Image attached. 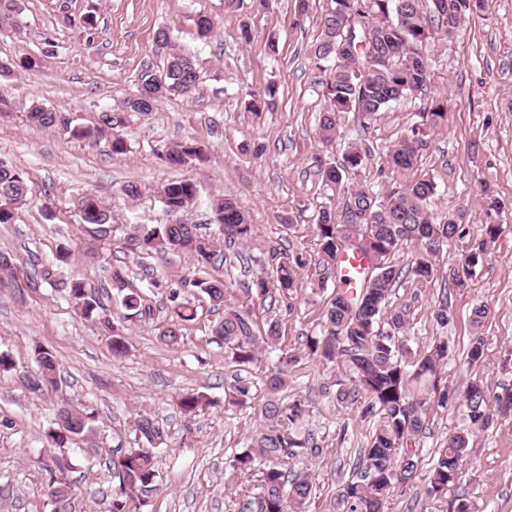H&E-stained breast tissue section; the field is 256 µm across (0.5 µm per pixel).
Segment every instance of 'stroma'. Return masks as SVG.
<instances>
[{"label": "stroma", "mask_w": 512, "mask_h": 512, "mask_svg": "<svg viewBox=\"0 0 512 512\" xmlns=\"http://www.w3.org/2000/svg\"><path fill=\"white\" fill-rule=\"evenodd\" d=\"M333 6V0H308L301 14L296 0H270L265 7L244 0L235 8L226 0H19L13 21L0 24V63L15 65L13 74L0 78V159L23 170L29 185L28 202L14 223L0 224V252L12 257L11 270L0 271V354L12 362L0 371V512H56L48 494L52 475L40 464L47 451L65 466L72 490L67 512H110L112 450L141 447L134 422L142 413L152 415L167 437L152 451L159 486L140 512H256L260 471L243 477L231 464L264 423V383L283 350L299 357L288 371L287 394L309 409L300 432L322 450L290 460L288 467L312 477L306 512H342L340 492L377 419L363 415L360 404L337 400L350 379L344 364L304 357L303 348L307 337L319 333L336 290L335 278L317 265L315 224L323 208L340 201L324 187L316 164L340 160L354 139L370 145L372 156L352 175L353 183L382 190L428 176L436 184L435 214L467 211L462 232L430 257L434 277L404 279L390 297L391 306L409 310L407 346L414 356L438 336L452 346L437 383L421 386L425 394L436 385L452 393L445 406L430 405L427 428L414 439L422 470H430L450 434L468 427L463 397L472 380L482 381L491 396L512 388V0H486L452 41L431 46L429 93L447 100L448 122L429 133L409 170L388 167L384 158L420 123L422 99L397 102L364 127L342 116L335 141L318 137L323 74L312 54L320 21ZM201 13L215 24L206 41L195 35ZM89 15L95 28L83 23ZM245 27L251 40L241 37ZM163 28L197 58L199 84L188 95L161 99L150 112L128 113L125 153H113L108 138L76 140L27 119L34 102L80 120L120 105L136 93L146 67H162L155 36ZM271 83L278 88L273 110L248 112L250 94ZM185 140L205 147L206 162L169 167L160 158L163 148ZM181 179L197 186L183 221L220 233L211 203L223 195L254 226L252 241L229 255L223 268L225 307L250 311L259 329L277 319L281 339L278 349L260 350L242 368L229 364L223 344L211 335L225 307L189 287L192 260L127 245L141 228L179 219L166 212L160 188ZM486 180L500 202L493 212L480 199ZM130 182L139 186L138 196L124 194ZM86 194L96 196L112 218L107 237H93L81 221L76 201ZM484 224L500 225L501 233L487 244L468 288H454L450 272L479 241ZM62 245L71 256L58 266L54 255ZM274 247L303 254L308 264L298 270L292 293L263 303L250 286L256 275L271 272ZM46 267L53 270L48 280L39 276ZM116 269L150 304V316L124 317L112 279ZM75 279L96 293L108 318L122 328L125 356L113 357L103 326L84 318L71 300L66 284ZM156 279L162 288L153 287ZM173 291L196 309L175 345L161 338ZM447 292L454 320L444 328L433 311ZM479 304L488 315L477 328L472 311ZM479 336L485 355L471 366L465 356ZM38 345L59 363L57 389L42 395L23 383L35 368ZM240 380L250 384L252 398L229 403L225 395ZM187 392L205 394L209 406L184 417L177 399ZM66 404L91 412L92 429L48 446L46 434ZM473 441L455 492L466 495L473 512H512V417L494 418L475 431ZM423 488L419 480L396 492L388 512H448L450 495L429 498Z\"/></svg>", "instance_id": "1"}]
</instances>
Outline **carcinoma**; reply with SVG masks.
I'll list each match as a JSON object with an SVG mask.
<instances>
[{"label": "carcinoma", "instance_id": "carcinoma-1", "mask_svg": "<svg viewBox=\"0 0 512 512\" xmlns=\"http://www.w3.org/2000/svg\"><path fill=\"white\" fill-rule=\"evenodd\" d=\"M455 24L443 29L441 0H334L335 7L321 19V40L314 50L315 68L325 73L322 80L324 109L321 113L319 136L330 142L338 132L337 117L353 113L359 119L372 118L386 111L391 104L424 93L431 84V71L425 63V54L435 35L442 33L450 39L458 31L466 15L482 8L484 0H449ZM357 13L363 26L347 35L343 26L345 16ZM371 30V38L364 36V27ZM163 70L167 72L166 85L152 86L145 97L128 99L117 109L97 114L89 123H77L63 112L33 104L28 108L29 121L44 128H64L76 139L96 138L106 130L113 131L112 152L126 151L121 128L126 125L124 113L150 112L162 97L181 96L186 88L199 81L197 63L191 55L171 44L165 54ZM277 87L269 85L264 94L248 103L249 111L259 114L275 106ZM422 124L411 129V136L390 149L386 164L392 168L409 169L418 163L419 150H409L405 143L423 142V126L436 128L448 121V103L441 98H426L420 109ZM344 156L347 165L317 164V175L329 189L347 190L348 202L357 208L361 229L366 231V248L360 253L377 256L379 267L366 268L360 287L351 294L342 286L327 303L321 334L306 342L309 356L324 363L342 360L352 374L351 387L339 392V399L356 403L364 401L363 414L378 415V422L365 449L361 462L355 463L356 477L349 480L341 492L343 512H366L371 508L387 509V503L400 489L393 470L404 467L406 476L416 480L420 471L418 449L410 447L426 420L427 398L415 394L411 380L436 375L437 369L448 362L450 346L440 337L419 360L406 364L407 352L403 336L407 332L408 311L389 308L392 287L400 279L411 276L417 280L429 279L433 265L418 259L407 268L392 262L397 251L409 241L420 242L426 253L435 255L460 231L466 213L458 211L438 217L430 202L436 185L429 177H421L398 187L377 191L370 186L349 183V174L362 168L371 156V147L361 142L351 143ZM163 159L171 165L183 166L190 162L206 161L203 146L194 140L178 143L165 152ZM196 194L190 179L171 181L161 189L166 211L184 213L189 210ZM28 183L19 169L0 161V224H11L16 211L27 202ZM83 223L96 227L95 233L109 232L111 217L95 197L87 195L77 201ZM216 223L222 226L218 237L197 232V225L178 222L143 228L129 238L131 249L176 252L190 257L198 265L214 271L223 269L227 262L226 248L251 241L254 232L245 214L230 198H218L212 205ZM316 227V245L319 263L326 269L338 268L339 257L349 251L344 243L345 231L336 223L334 210L324 208ZM484 247L469 254L462 271L453 274L456 288L468 287L470 271L478 265ZM276 277L270 280L260 275L252 281L258 299L264 301L270 290L282 295L297 286L296 269L303 266V258L289 257L287 252L272 251ZM199 289L217 306L224 304V281L217 276L197 278L188 282ZM70 297L80 306L82 315L93 319L99 304L78 279L69 285ZM121 305L134 316L146 315L141 297L127 293ZM437 323L447 326L453 319L451 295L442 296L434 313ZM104 326L112 331L111 349L115 357L127 351L125 336L117 331L109 319ZM278 322L266 323L263 332L255 331L249 312L224 309V319L211 329L212 335L224 342L231 362L243 366L255 359L259 347L274 348L280 340ZM36 369L26 375L24 385L33 394H42L57 384L58 361L47 348L34 349ZM297 357L283 352L278 365L265 382V402L262 415L266 425L256 433L248 449L235 457L232 468L241 473L263 466L261 471L260 512H303L312 495L311 477L306 472L285 469L288 460L299 455L317 457L322 453L316 443L300 438L294 426L306 413L300 404L286 403L281 393L288 387V367ZM467 417L475 429L490 425L493 414L485 387L478 381L471 383L464 397ZM208 404L201 393H186L178 401L180 411L193 415ZM60 432H50L47 442L58 444L68 436H79L91 430V416L58 414ZM136 437L149 445L162 444L166 432L149 414H141L135 421ZM473 449L471 433L466 430L448 437L439 449L438 458L426 477L425 493L436 496L458 483L463 461ZM112 512H135L143 504L142 496L158 487V472L153 456L143 448H119L111 461Z\"/></svg>", "mask_w": 512, "mask_h": 512}]
</instances>
